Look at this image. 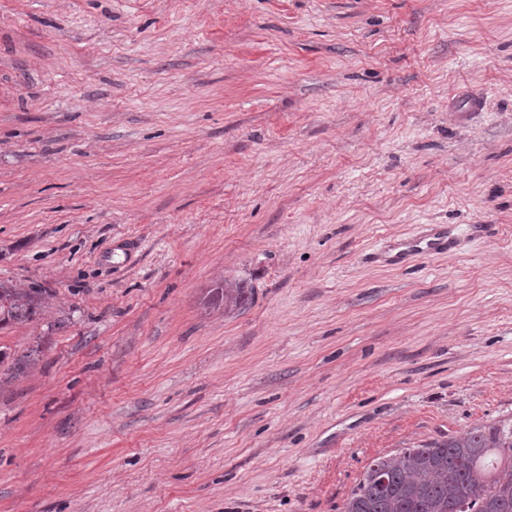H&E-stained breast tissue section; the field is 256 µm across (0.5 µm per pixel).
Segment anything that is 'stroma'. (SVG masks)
Segmentation results:
<instances>
[{
  "label": "stroma",
  "instance_id": "stroma-1",
  "mask_svg": "<svg viewBox=\"0 0 512 512\" xmlns=\"http://www.w3.org/2000/svg\"><path fill=\"white\" fill-rule=\"evenodd\" d=\"M0 280V512H342L512 425V0H0ZM428 237H420L406 251L408 253L421 254L431 253L437 250H446L448 254L456 251L458 243L454 237L442 228L435 226ZM251 296V288H247L243 282L223 279L207 292L205 304L208 308L223 309L224 313H230L245 309ZM44 288H20L0 282V327L7 323L25 324L41 312Z\"/></svg>",
  "mask_w": 512,
  "mask_h": 512
}]
</instances>
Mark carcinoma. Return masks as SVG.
I'll return each mask as SVG.
<instances>
[{"instance_id": "obj_1", "label": "carcinoma", "mask_w": 512, "mask_h": 512, "mask_svg": "<svg viewBox=\"0 0 512 512\" xmlns=\"http://www.w3.org/2000/svg\"><path fill=\"white\" fill-rule=\"evenodd\" d=\"M43 289L0 282V326L25 324L41 312ZM251 289L223 280L206 305L245 308ZM343 512H512V426L480 424L444 440L374 459Z\"/></svg>"}]
</instances>
